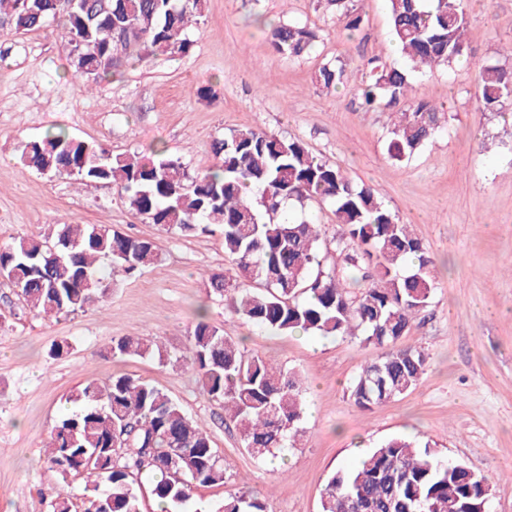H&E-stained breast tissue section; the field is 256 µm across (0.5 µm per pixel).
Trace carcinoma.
Instances as JSON below:
<instances>
[{
	"mask_svg": "<svg viewBox=\"0 0 512 512\" xmlns=\"http://www.w3.org/2000/svg\"><path fill=\"white\" fill-rule=\"evenodd\" d=\"M350 0H325L348 31L362 17ZM79 0L65 11L58 0H0V31L26 34L49 20L62 30L72 76L99 83L133 60L185 56L193 47L187 30L204 16L206 0ZM393 36L410 68L368 61L369 78L357 87L362 105L389 111L387 154L401 162L442 128L437 107H406L412 74L473 58L466 41L462 0H388ZM318 35L299 23L268 28L271 47L290 58L312 53ZM477 99L497 112L512 99V65L476 63ZM341 60L315 72L326 90L349 83ZM22 163L40 173L77 176L120 188L129 212L165 232L193 233L221 227L224 254L239 278L224 271L206 276L212 292L235 315L275 333L350 336L382 350L365 362L350 387L354 404L366 411L416 387L427 358L401 346L435 288L433 260L368 187L338 166L313 155L294 139L233 130L215 141L216 166L190 174L180 159L161 150L153 157L115 155L102 143L80 140L62 128L20 144ZM328 202L348 236L336 244L343 272L322 267L319 225L288 216V205ZM155 242L118 233L103 224H57L37 237L0 246V278L45 317L85 311L112 291L116 274H132L155 263ZM121 356L153 352L151 341L125 337L112 345ZM176 362L195 372L201 389L224 403L243 447L263 457L294 446L303 414L302 382L291 371L246 357L224 332L200 316L186 353ZM66 413L50 434V469L65 477L83 474L85 512H140V477L162 512H185L197 485H224V462L207 432L157 386L129 375L101 385L91 380L69 397ZM490 489L485 478L435 454L429 443L390 439L359 464L328 480L322 512H482ZM220 512H266L263 499L246 490L224 498Z\"/></svg>",
	"mask_w": 512,
	"mask_h": 512,
	"instance_id": "cac0c4a2",
	"label": "carcinoma"
}]
</instances>
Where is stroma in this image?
<instances>
[{
  "label": "stroma",
  "instance_id": "obj_1",
  "mask_svg": "<svg viewBox=\"0 0 512 512\" xmlns=\"http://www.w3.org/2000/svg\"><path fill=\"white\" fill-rule=\"evenodd\" d=\"M364 22L348 33L318 0H208L186 56H158L88 86L68 78L71 66L58 26L0 35V244L44 234L57 224H105L153 239L159 259L116 276L111 292L84 312L59 320L31 311L0 279V512H49L51 494L70 492L83 512L81 475L61 477L47 463L50 431L80 384L130 375L151 382L202 425L224 460L225 482L196 486L193 512H217L229 492L246 487L268 512H321V494L357 451L393 437L429 443L444 458L486 478L487 512H512V99L488 112L475 97L467 62L416 76L409 98L443 110L444 128L408 161L385 151L388 117L360 107L355 86L374 57L404 66L390 30L387 0H356ZM467 39L477 60L511 64L512 0H465ZM297 21L319 35L315 51L294 60L273 51L264 23ZM340 59L350 86L316 88L315 70ZM215 84L214 100L195 89ZM54 127L99 142L116 154L166 150L189 173L215 166V140L237 129L295 139L372 188L410 225L434 260L436 288L406 335L428 358L417 386L369 411L349 387L377 349L347 337L261 330L210 295L205 272L237 271L221 232H161L133 217L106 182L58 177L26 168L18 144ZM325 268L339 266L346 235L332 208L311 203ZM274 367L304 382V434L281 460L259 459L224 421V407L204 395L193 371L177 364L198 314ZM125 337L153 340L160 356L119 357ZM61 355H54L57 344Z\"/></svg>",
  "mask_w": 512,
  "mask_h": 512
}]
</instances>
